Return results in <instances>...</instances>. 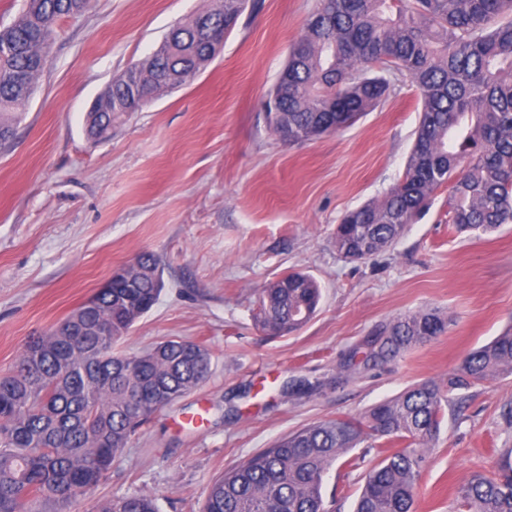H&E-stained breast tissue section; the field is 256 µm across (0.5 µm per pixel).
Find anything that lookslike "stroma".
<instances>
[{
	"label": "stroma",
	"mask_w": 512,
	"mask_h": 512,
	"mask_svg": "<svg viewBox=\"0 0 512 512\" xmlns=\"http://www.w3.org/2000/svg\"><path fill=\"white\" fill-rule=\"evenodd\" d=\"M209 0H94L61 19L49 62L12 140L0 145V375L31 338L56 327L112 272L154 255L164 288L116 349L166 339L208 349L211 374L155 414L73 512L125 495L158 512H199L209 484L306 425L360 417L413 383L447 379L465 355L512 326V224L456 231L448 191L387 250L338 255L336 226L402 176L421 111L403 78L353 126L292 146L264 101L316 0H260L190 83L115 119L102 140L84 118L115 74L144 60ZM291 270L311 274L314 317L263 331L257 297ZM425 309L444 333L388 365L344 370L375 329ZM444 412L417 481V512H462L471 474L496 472L512 446V374L466 389ZM203 423H191L194 414ZM324 478L330 512H353L379 448Z\"/></svg>",
	"instance_id": "stroma-1"
}]
</instances>
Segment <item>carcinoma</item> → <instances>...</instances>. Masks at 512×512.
<instances>
[{"label": "carcinoma", "instance_id": "1", "mask_svg": "<svg viewBox=\"0 0 512 512\" xmlns=\"http://www.w3.org/2000/svg\"><path fill=\"white\" fill-rule=\"evenodd\" d=\"M91 2L25 0L0 27V143L12 137L47 66L57 22ZM246 3L214 0L148 58L115 75L87 116L89 138L106 137L113 120L189 84L218 50L200 21L227 36ZM393 75L420 92L413 148L382 198L343 215L337 252L364 259L384 251L442 187L457 230L488 233L512 223V0H318L264 104L269 128L288 145L336 133L394 93ZM162 288L157 261L138 255L126 276L112 277V288L30 340L0 376V512H72L79 496L108 478L139 427L209 376V352L191 341L164 340L133 355L114 351ZM320 300L313 276L290 271L260 290L259 325L275 334L297 330ZM446 329L435 310L410 313L379 326L348 367L383 366ZM511 373L512 328L470 351L446 382H417L359 419L286 435L213 481L201 512H328L325 474L369 439L406 446L366 475L353 512H415L424 452L453 392ZM461 498L466 512H512V448L502 449L497 474H473ZM99 512L157 507L129 495Z\"/></svg>", "mask_w": 512, "mask_h": 512}]
</instances>
